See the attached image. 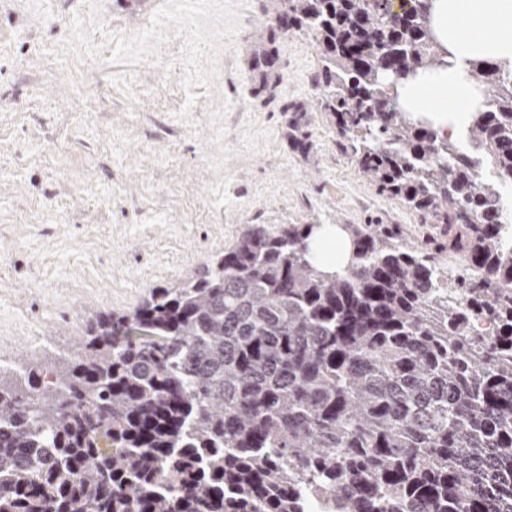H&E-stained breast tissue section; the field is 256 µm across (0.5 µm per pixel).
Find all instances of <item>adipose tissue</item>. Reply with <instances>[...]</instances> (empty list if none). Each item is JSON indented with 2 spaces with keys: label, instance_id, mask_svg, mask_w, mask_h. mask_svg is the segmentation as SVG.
<instances>
[{
  "label": "adipose tissue",
  "instance_id": "adipose-tissue-1",
  "mask_svg": "<svg viewBox=\"0 0 512 512\" xmlns=\"http://www.w3.org/2000/svg\"><path fill=\"white\" fill-rule=\"evenodd\" d=\"M451 66L402 82L398 91L408 111L424 112L439 133L457 135L481 107L483 85L473 66L491 60L512 68V0H435L431 24ZM347 233L327 224L312 238V256L328 268L345 265Z\"/></svg>",
  "mask_w": 512,
  "mask_h": 512
}]
</instances>
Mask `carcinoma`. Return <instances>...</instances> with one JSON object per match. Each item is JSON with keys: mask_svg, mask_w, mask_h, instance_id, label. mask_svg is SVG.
Returning a JSON list of instances; mask_svg holds the SVG:
<instances>
[{"mask_svg": "<svg viewBox=\"0 0 512 512\" xmlns=\"http://www.w3.org/2000/svg\"><path fill=\"white\" fill-rule=\"evenodd\" d=\"M431 6L279 0L276 20L313 42L362 172L448 246L345 224L351 260L328 271L315 225L252 224L195 276L95 315L63 368L0 369V512H512V219L397 92L450 65ZM473 69L468 138L512 180V68ZM445 250L477 277L444 272Z\"/></svg>", "mask_w": 512, "mask_h": 512, "instance_id": "1", "label": "carcinoma"}]
</instances>
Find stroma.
<instances>
[{"label": "stroma", "mask_w": 512, "mask_h": 512, "mask_svg": "<svg viewBox=\"0 0 512 512\" xmlns=\"http://www.w3.org/2000/svg\"><path fill=\"white\" fill-rule=\"evenodd\" d=\"M0 0V362L73 355L88 320L193 276L243 229L440 227L359 169L322 107L310 40L273 0ZM278 48L260 89L251 54ZM303 141L287 135L289 108Z\"/></svg>", "instance_id": "obj_1"}]
</instances>
